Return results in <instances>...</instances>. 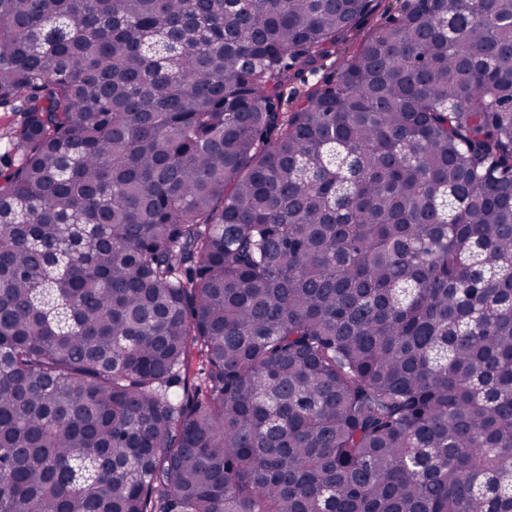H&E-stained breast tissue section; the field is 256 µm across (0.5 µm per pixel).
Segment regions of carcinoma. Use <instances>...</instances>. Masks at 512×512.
<instances>
[{
  "label": "carcinoma",
  "instance_id": "cac0c4a2",
  "mask_svg": "<svg viewBox=\"0 0 512 512\" xmlns=\"http://www.w3.org/2000/svg\"><path fill=\"white\" fill-rule=\"evenodd\" d=\"M0 0V512H512V0ZM404 1L405 0H376L373 3V14L366 18L358 28L361 29V31H365L375 24L376 21H379L381 17L390 14L397 15L398 11L403 6ZM351 40L341 42L336 45L335 53L324 61V67L315 75L308 76V84H313L318 80L326 79L334 74H338L346 63L347 57L351 51Z\"/></svg>",
  "mask_w": 512,
  "mask_h": 512
}]
</instances>
